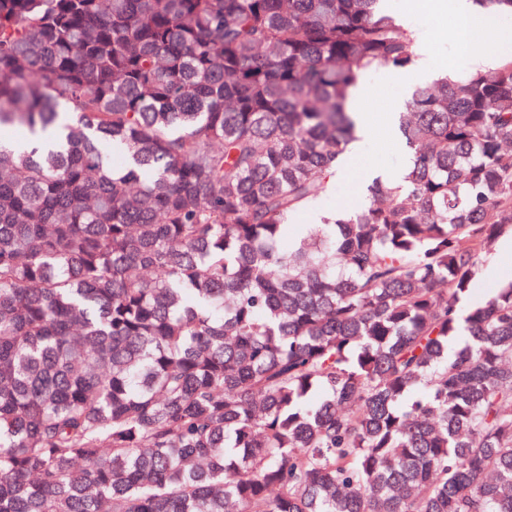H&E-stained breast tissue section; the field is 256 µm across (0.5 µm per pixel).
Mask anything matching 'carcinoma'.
Returning a JSON list of instances; mask_svg holds the SVG:
<instances>
[{"instance_id":"obj_1","label":"carcinoma","mask_w":512,"mask_h":512,"mask_svg":"<svg viewBox=\"0 0 512 512\" xmlns=\"http://www.w3.org/2000/svg\"><path fill=\"white\" fill-rule=\"evenodd\" d=\"M382 0H0V512H512V57L416 90L400 183L289 236ZM503 238L499 239L495 250L492 253V257L494 258L499 273H492L488 269L489 258H484V260L479 265L474 290L468 299L472 304L481 302L495 289L502 288L503 286L512 282L511 276L500 272L502 269H509L511 273L512 269V237L506 243L507 247L511 249L501 248V241Z\"/></svg>"}]
</instances>
